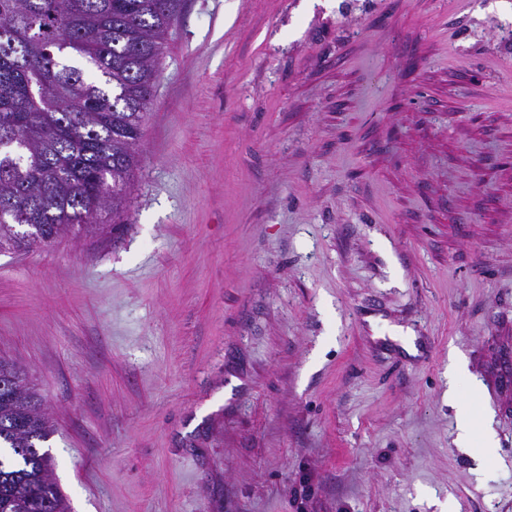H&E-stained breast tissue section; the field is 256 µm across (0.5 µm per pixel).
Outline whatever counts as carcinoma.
Here are the masks:
<instances>
[{
	"mask_svg": "<svg viewBox=\"0 0 512 512\" xmlns=\"http://www.w3.org/2000/svg\"><path fill=\"white\" fill-rule=\"evenodd\" d=\"M181 0H0V250L123 223ZM16 224H35V237ZM0 512H67L37 387L0 359Z\"/></svg>",
	"mask_w": 512,
	"mask_h": 512,
	"instance_id": "1",
	"label": "carcinoma"
}]
</instances>
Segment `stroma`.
Segmentation results:
<instances>
[{
  "mask_svg": "<svg viewBox=\"0 0 512 512\" xmlns=\"http://www.w3.org/2000/svg\"><path fill=\"white\" fill-rule=\"evenodd\" d=\"M159 69L120 229L0 252L70 512H512V0H183Z\"/></svg>",
  "mask_w": 512,
  "mask_h": 512,
  "instance_id": "1",
  "label": "stroma"
}]
</instances>
